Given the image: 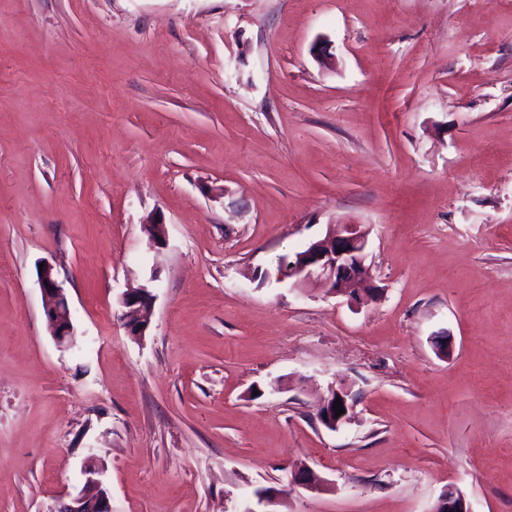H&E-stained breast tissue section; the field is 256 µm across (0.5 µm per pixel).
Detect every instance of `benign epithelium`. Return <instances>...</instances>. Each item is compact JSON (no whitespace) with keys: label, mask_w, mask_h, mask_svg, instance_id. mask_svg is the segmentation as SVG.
Here are the masks:
<instances>
[{"label":"benign epithelium","mask_w":512,"mask_h":512,"mask_svg":"<svg viewBox=\"0 0 512 512\" xmlns=\"http://www.w3.org/2000/svg\"><path fill=\"white\" fill-rule=\"evenodd\" d=\"M342 252H337V249ZM367 231L359 224H331L325 236L308 245L295 260L288 275L301 283L320 282L334 294L344 295L356 305L366 303L376 289L369 287L367 261ZM38 282L43 297V307L48 326L55 342L70 346L75 341L76 330L64 288L57 277L54 266L43 262V271L38 273ZM151 287L142 284L122 293L125 328L132 336H143L148 329L147 315L152 308ZM344 413L334 410V397L324 402L319 417H327L326 425L337 430L351 420L354 402L348 401V392L339 391ZM92 490L72 495L59 503L54 512H111L109 497L100 480L93 476L86 479ZM432 512H471L465 497L450 489L441 495Z\"/></svg>","instance_id":"7a95c632"}]
</instances>
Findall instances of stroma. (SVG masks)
<instances>
[{
  "instance_id": "1",
  "label": "stroma",
  "mask_w": 512,
  "mask_h": 512,
  "mask_svg": "<svg viewBox=\"0 0 512 512\" xmlns=\"http://www.w3.org/2000/svg\"><path fill=\"white\" fill-rule=\"evenodd\" d=\"M0 262V512H512V0H0ZM367 235L358 224L329 225L325 236L310 243L291 264L289 276L300 283L320 282L356 305L366 303L377 291L368 284ZM41 264L43 272H39L38 267V282L47 323L55 342L67 347L74 343L76 336L68 299L54 266L46 261ZM153 297L151 287L148 284L127 289L122 293L121 305L125 309L123 313L124 325L130 335H145L149 325L147 315L152 308ZM334 394H337V397L341 398V403L345 413L337 415V412L334 410V405L336 402V396L334 400ZM348 392L346 391H332L331 396L324 402L320 412L319 417L320 420L326 421V425L332 428V430H337L341 425L347 423L351 420L354 401L351 399V402L348 401ZM324 416H327V420H324ZM88 474L86 483L94 491L80 492L70 496L67 501H60L55 512H112L106 490L102 488L100 480L93 477L95 472L89 471Z\"/></svg>"
}]
</instances>
